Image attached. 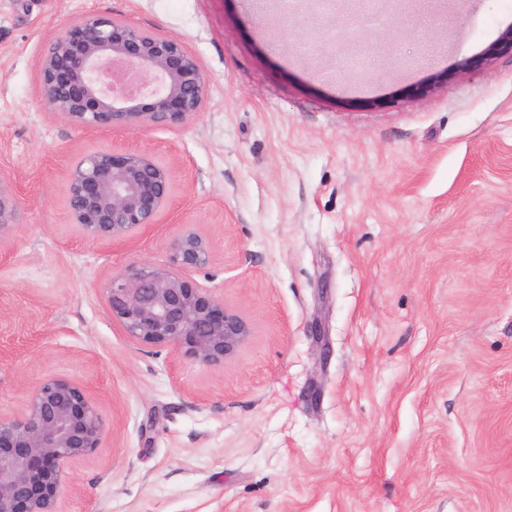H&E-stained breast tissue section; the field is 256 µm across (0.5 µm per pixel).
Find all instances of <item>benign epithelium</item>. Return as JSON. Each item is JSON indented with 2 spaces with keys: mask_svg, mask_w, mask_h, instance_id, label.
I'll use <instances>...</instances> for the list:
<instances>
[{
  "mask_svg": "<svg viewBox=\"0 0 512 512\" xmlns=\"http://www.w3.org/2000/svg\"><path fill=\"white\" fill-rule=\"evenodd\" d=\"M336 21L344 57L338 74L370 72L376 30L404 12L407 0H348ZM324 0H251L254 13L333 16ZM49 109L73 126L114 125L137 131L185 124L201 112L206 78L180 41L126 20L87 15L49 45L41 62ZM67 206L89 241H126L155 223L173 188L171 169L153 155L108 150L83 154L67 175ZM14 194L0 182V242L18 224ZM211 239L181 227L165 264L141 262L104 288L112 319L137 343L166 347L207 367L234 357L251 335L249 323L187 275L205 267ZM106 429L97 406L75 380L51 376L32 387L16 413H0V512H59L72 484L71 465L101 447Z\"/></svg>",
  "mask_w": 512,
  "mask_h": 512,
  "instance_id": "7a95c632",
  "label": "benign epithelium"
}]
</instances>
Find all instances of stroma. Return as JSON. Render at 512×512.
Masks as SVG:
<instances>
[{
    "mask_svg": "<svg viewBox=\"0 0 512 512\" xmlns=\"http://www.w3.org/2000/svg\"><path fill=\"white\" fill-rule=\"evenodd\" d=\"M89 14L181 40L199 116L51 112L42 56ZM511 28L512 0H416L351 81L294 50L322 20L244 0H0V412L59 375L106 428L62 512H512ZM98 149L172 170L133 240L69 219L68 169ZM185 224L214 245L189 283L251 328L217 368L136 344L104 297ZM18 220L17 200L14 194L4 187L0 179V244L9 237Z\"/></svg>",
    "mask_w": 512,
    "mask_h": 512,
    "instance_id": "obj_1",
    "label": "stroma"
}]
</instances>
